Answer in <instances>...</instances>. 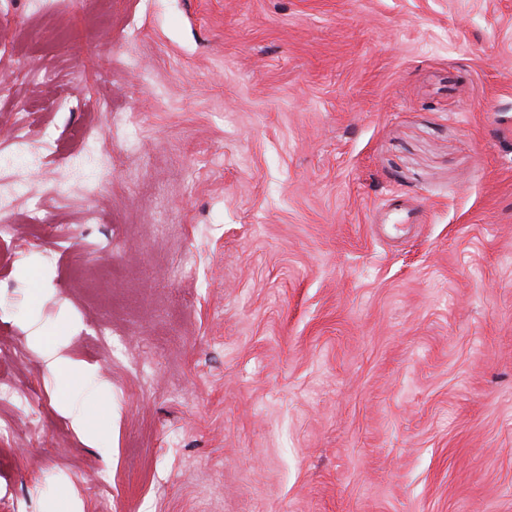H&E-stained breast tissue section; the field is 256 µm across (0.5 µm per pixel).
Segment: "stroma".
<instances>
[{"label":"stroma","mask_w":512,"mask_h":512,"mask_svg":"<svg viewBox=\"0 0 512 512\" xmlns=\"http://www.w3.org/2000/svg\"><path fill=\"white\" fill-rule=\"evenodd\" d=\"M2 73L0 512H512V0H0ZM71 329L68 322H61L50 334L31 336L32 344L60 381L59 407L70 427L83 441L97 448L108 465L112 462V448L105 446L109 436L105 426L111 419L112 406L100 403L94 396L98 387L96 366L64 353ZM44 512H83V506L64 483L47 486L42 496Z\"/></svg>","instance_id":"obj_1"}]
</instances>
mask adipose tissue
Listing matches in <instances>:
<instances>
[{
	"instance_id": "adipose-tissue-1",
	"label": "adipose tissue",
	"mask_w": 512,
	"mask_h": 512,
	"mask_svg": "<svg viewBox=\"0 0 512 512\" xmlns=\"http://www.w3.org/2000/svg\"><path fill=\"white\" fill-rule=\"evenodd\" d=\"M71 331L69 323H60L54 332L33 337L32 344L48 369L59 380V407L72 430L86 443L99 449L104 461H111L112 450L106 444L105 426L112 407L95 397L98 374L95 365L65 354L64 343Z\"/></svg>"
}]
</instances>
